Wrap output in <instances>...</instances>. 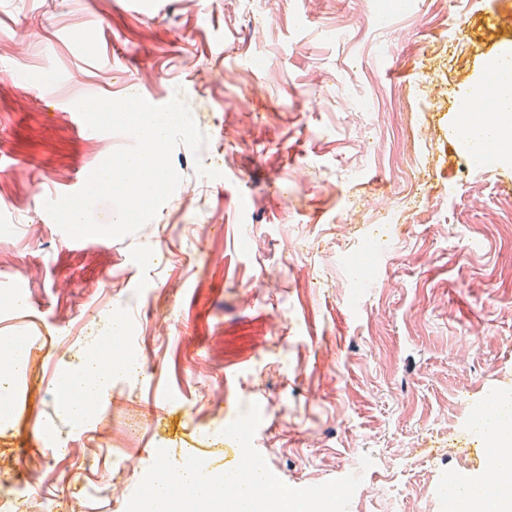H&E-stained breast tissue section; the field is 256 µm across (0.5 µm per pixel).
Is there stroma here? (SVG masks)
Listing matches in <instances>:
<instances>
[{
	"mask_svg": "<svg viewBox=\"0 0 512 512\" xmlns=\"http://www.w3.org/2000/svg\"><path fill=\"white\" fill-rule=\"evenodd\" d=\"M508 45L512 0H0V339H40L0 502L125 512L157 449L223 442L253 403L287 485L362 474L348 512H444L442 477L485 478L458 432L485 383L512 404V162L473 171L451 130ZM135 94L184 99L208 143L175 149L138 232L72 240L44 201L130 143L82 136L74 103ZM352 252L375 257L355 278ZM123 311L137 370L91 424L57 418L58 368Z\"/></svg>",
	"mask_w": 512,
	"mask_h": 512,
	"instance_id": "stroma-1",
	"label": "stroma"
}]
</instances>
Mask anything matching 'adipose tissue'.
<instances>
[{
	"label": "adipose tissue",
	"instance_id": "obj_1",
	"mask_svg": "<svg viewBox=\"0 0 512 512\" xmlns=\"http://www.w3.org/2000/svg\"><path fill=\"white\" fill-rule=\"evenodd\" d=\"M27 340L15 336L0 341V414H8L18 383L26 371ZM131 362L128 354L115 353L99 336L85 341L80 354L55 379L54 395L58 418L87 424L98 415L116 371ZM512 457L494 452L488 483L468 498L471 512H512Z\"/></svg>",
	"mask_w": 512,
	"mask_h": 512
}]
</instances>
